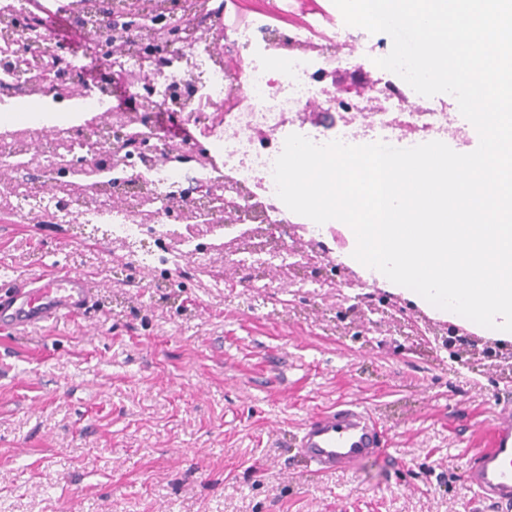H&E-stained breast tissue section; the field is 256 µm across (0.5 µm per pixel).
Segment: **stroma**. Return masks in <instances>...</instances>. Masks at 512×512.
<instances>
[{"label":"stroma","instance_id":"1","mask_svg":"<svg viewBox=\"0 0 512 512\" xmlns=\"http://www.w3.org/2000/svg\"><path fill=\"white\" fill-rule=\"evenodd\" d=\"M111 239L0 217V270L60 263L107 304L0 338V512H476L463 472L512 415V382L404 340L337 334L335 289L267 279L217 252L129 284ZM342 401L383 412L385 452L313 474L301 425Z\"/></svg>","mask_w":512,"mask_h":512}]
</instances>
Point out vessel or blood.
<instances>
[{"label": "vessel or blood", "mask_w": 512, "mask_h": 512, "mask_svg": "<svg viewBox=\"0 0 512 512\" xmlns=\"http://www.w3.org/2000/svg\"><path fill=\"white\" fill-rule=\"evenodd\" d=\"M8 293L0 295V325L22 330L42 327L89 312L95 292L79 272L58 269L29 278L7 277ZM301 457L314 473L345 469L383 451L380 421L357 402L311 416L296 439ZM464 477L489 512L512 503V420L497 422L490 445L479 452Z\"/></svg>", "instance_id": "obj_1"}]
</instances>
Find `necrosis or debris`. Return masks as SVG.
<instances>
[{"instance_id":"4bbe7bcc","label":"necrosis or debris","mask_w":512,"mask_h":512,"mask_svg":"<svg viewBox=\"0 0 512 512\" xmlns=\"http://www.w3.org/2000/svg\"><path fill=\"white\" fill-rule=\"evenodd\" d=\"M309 12L305 24L288 32L276 29L272 16ZM80 26L99 44L104 66L119 65L129 71L151 65L150 80L128 84L136 103L181 113L200 130L211 148L201 152L186 146L178 161L162 163L160 129L134 121L125 125L126 110L109 109L105 88L89 89L81 82L82 66L63 47L55 45L44 27L25 41L9 37L7 21L24 25L27 14L21 0H0V106L25 98L51 97L50 87L30 90L12 67L15 55L24 53L45 67H55L66 93L89 112L88 128L69 126L45 131L39 124L0 134V198L7 199V216L37 224H86L92 232L122 241L127 247V271L162 275L169 267L206 256L209 245L184 227L180 219L144 226L132 216L130 203H151L161 212L169 198L189 196L195 201L198 221L212 222L217 199L202 196V187L224 184L242 192L244 220L220 224L214 240L232 242L245 230L260 224L278 226L277 235L251 241L235 255V271L247 286L265 263L296 264L297 258L284 235L307 237L314 250L325 256L319 273L302 269L305 288H318L342 280L352 268L344 250L350 227L319 226L290 211L276 193L274 162L283 150L281 134L298 126L307 128L316 144L336 139L366 143H416L447 139L453 120L444 102L428 100L415 111H404L405 98L392 72L380 71L376 96L382 108L370 110L367 101L337 94L331 84L336 70V49L355 37H372L375 57L387 54L389 37L367 34L359 27L318 10L308 0H274L270 11L239 13L233 0L224 3V27L234 36L241 57L237 79L224 69V57L208 42L184 40L182 33L169 41L156 40L151 20L130 23L123 0H101L92 11L76 12ZM125 54L114 60L113 45ZM87 170L102 190L94 198L61 193V185Z\"/></svg>"}]
</instances>
